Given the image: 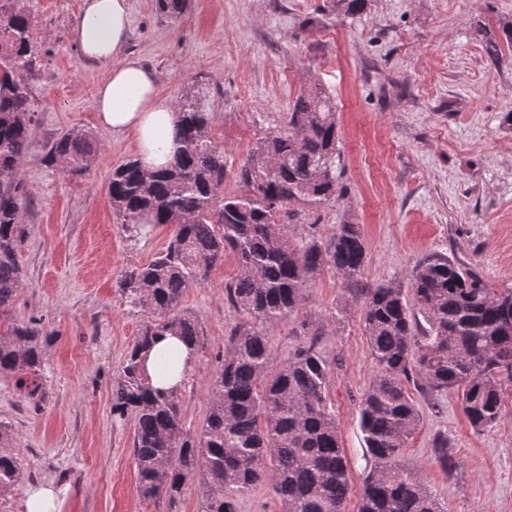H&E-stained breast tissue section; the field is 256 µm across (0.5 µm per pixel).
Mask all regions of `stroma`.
<instances>
[{"label":"stroma","mask_w":512,"mask_h":512,"mask_svg":"<svg viewBox=\"0 0 512 512\" xmlns=\"http://www.w3.org/2000/svg\"><path fill=\"white\" fill-rule=\"evenodd\" d=\"M82 0H24L42 67L23 74L34 112L33 146L22 167L29 234L20 262L25 286L11 316L41 319L46 382L39 403L13 375H0V424L23 461L20 481L0 494V512H20L27 484L66 477L65 512H198L201 485L188 481L174 510L144 499L132 451V420L111 414L112 385L146 320L118 292L121 271L165 250L170 226L133 238L112 211L113 166L136 152L132 136L99 127L94 108L104 70L70 38ZM127 52L177 99L201 82L209 90L212 136L227 158L226 190L258 137L282 126L296 97L319 84L336 101L346 195L321 211L319 231L358 225L366 262L358 284L323 268L298 315L268 333L279 360L303 343L299 321L320 332L329 364L327 395L350 461L346 512H359L366 476L358 405L375 364L364 331L360 286H408L414 266L445 256L473 268L497 290L512 289V56L489 65L486 31L512 20V0H367L345 17L336 0H186L178 18L155 0H128ZM81 130L98 139L92 166L63 174L44 147ZM237 273L226 254L180 302L200 324V345L179 392L184 431H200L224 339L237 314L224 286ZM419 423L403 462L422 468L447 512H512V382L500 422L482 432L456 393L409 385ZM447 439L455 470L435 459Z\"/></svg>","instance_id":"stroma-1"}]
</instances>
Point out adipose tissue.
I'll use <instances>...</instances> for the list:
<instances>
[{"instance_id": "ef3b65f1", "label": "adipose tissue", "mask_w": 512, "mask_h": 512, "mask_svg": "<svg viewBox=\"0 0 512 512\" xmlns=\"http://www.w3.org/2000/svg\"><path fill=\"white\" fill-rule=\"evenodd\" d=\"M128 35L127 0H84L82 19L71 37L81 54L104 70L95 98L101 127L115 135H133L143 168L155 171L177 150L178 114L172 101L159 94L153 71L126 53ZM171 350L178 353L177 367L159 374L158 359ZM192 359L180 339L167 336L144 353L142 362L153 387L171 389L180 387ZM71 490L62 479L36 482L26 490L21 512H63Z\"/></svg>"}]
</instances>
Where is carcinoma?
<instances>
[{"label": "carcinoma", "mask_w": 512, "mask_h": 512, "mask_svg": "<svg viewBox=\"0 0 512 512\" xmlns=\"http://www.w3.org/2000/svg\"><path fill=\"white\" fill-rule=\"evenodd\" d=\"M13 2L0 5V315L11 311L24 285L19 254L28 199L21 166L32 144L33 111L20 75L42 62L31 39L33 18L22 0ZM484 51L493 65L512 52V21L499 36L487 33ZM176 106L180 147L172 162L147 173L131 156L113 167L108 187L112 210L132 236L156 224L172 228L165 250L116 281L127 302L147 314L112 385V416L134 423L140 493L173 508L198 476V512H237L241 493L269 481L281 512H345L349 461L326 396L329 366L316 350L318 332L300 322V334L313 339L283 363L267 332L310 300V283L323 268L355 282L366 261L358 225L338 224L327 237L317 230L319 212L345 191L333 98L320 85L298 95L283 127L257 138L240 162L229 193L226 152L212 139L215 114L204 87L186 88ZM96 154L93 137L72 130L45 147L44 159L77 176ZM297 224L308 229L297 233ZM228 250L238 273L225 285L226 297L243 319L228 332L207 416L192 436L182 429L179 393L150 385L140 353L166 333L198 348V319L179 308L180 300ZM409 282L410 301L397 285L361 289L376 371L359 408L369 466L359 512H446L421 470L402 462L419 421L406 383L416 377L432 391H456L471 426L483 431L503 416L500 374L512 379V290L498 292L442 256L417 264ZM48 336L33 318L0 331V374L19 375L36 404ZM7 445L0 426V490L22 472Z\"/></svg>", "instance_id": "obj_1"}]
</instances>
